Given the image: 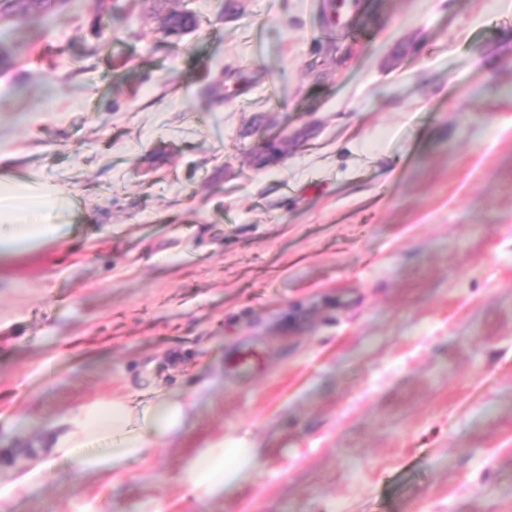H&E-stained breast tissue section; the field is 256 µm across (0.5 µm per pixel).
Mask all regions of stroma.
<instances>
[{
  "mask_svg": "<svg viewBox=\"0 0 512 512\" xmlns=\"http://www.w3.org/2000/svg\"><path fill=\"white\" fill-rule=\"evenodd\" d=\"M358 3L0 16V175L76 201L0 263V512H512V0ZM165 389L195 424L150 462L14 489L50 421ZM221 436L258 466L202 502ZM170 27L164 34L178 42L184 32H189L198 25L197 16L188 10L171 9L164 17ZM261 365V353L254 345L240 346L224 358L226 369L242 376H250Z\"/></svg>",
  "mask_w": 512,
  "mask_h": 512,
  "instance_id": "35a3bbf8",
  "label": "stroma"
}]
</instances>
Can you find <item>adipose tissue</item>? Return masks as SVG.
Masks as SVG:
<instances>
[{"mask_svg":"<svg viewBox=\"0 0 512 512\" xmlns=\"http://www.w3.org/2000/svg\"><path fill=\"white\" fill-rule=\"evenodd\" d=\"M71 203L70 192L51 182L1 177L0 258L50 247L66 237L57 218ZM191 410L187 397L172 392L147 401L117 398L79 406L46 426L34 471L69 460L98 477H119L129 464L151 459L156 441L188 432L194 424ZM256 464L252 449L219 437L188 461L183 477L205 501L223 496Z\"/></svg>","mask_w":512,"mask_h":512,"instance_id":"adipose-tissue-1","label":"adipose tissue"}]
</instances>
